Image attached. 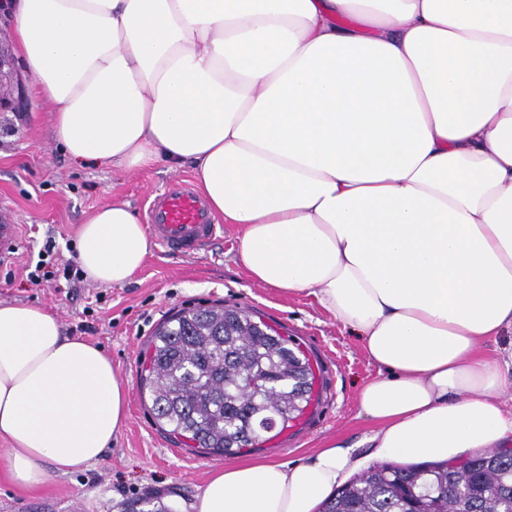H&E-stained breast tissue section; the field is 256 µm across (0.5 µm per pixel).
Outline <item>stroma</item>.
Returning a JSON list of instances; mask_svg holds the SVG:
<instances>
[{"mask_svg": "<svg viewBox=\"0 0 512 512\" xmlns=\"http://www.w3.org/2000/svg\"><path fill=\"white\" fill-rule=\"evenodd\" d=\"M22 110L0 112V211L23 224L22 247L0 264V301L51 308L66 335L103 348L129 390L128 420L102 460L67 475H54L35 490L14 486L0 469V512H124L128 502L152 495L170 512L190 504L224 457L182 445L161 430L139 391L147 346L157 328L182 310L217 304L249 309L288 336L310 359L318 378L314 410L280 437L238 453L241 461L308 459L333 439L361 444L374 427L358 412L357 394L377 375L360 340L313 298L285 296L253 283L237 261L241 229L224 225L219 238L186 257L152 248L143 268L120 287L83 277L40 287L27 279L47 238L54 255L76 258L79 228L99 208L129 204L145 218L147 201L175 179H192L190 168L165 165L122 174L73 163L53 128L49 108L35 99L24 78Z\"/></svg>", "mask_w": 512, "mask_h": 512, "instance_id": "obj_1", "label": "stroma"}]
</instances>
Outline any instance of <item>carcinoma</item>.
I'll list each match as a JSON object with an SVG mask.
<instances>
[{"label": "carcinoma", "instance_id": "obj_1", "mask_svg": "<svg viewBox=\"0 0 512 512\" xmlns=\"http://www.w3.org/2000/svg\"><path fill=\"white\" fill-rule=\"evenodd\" d=\"M141 388L158 425L194 447L233 456L302 417L313 400L309 358L248 310L181 311L150 341ZM319 512H512V452L459 464L385 463L336 489Z\"/></svg>", "mask_w": 512, "mask_h": 512}]
</instances>
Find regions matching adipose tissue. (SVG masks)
<instances>
[{
  "label": "adipose tissue",
  "instance_id": "adipose-tissue-1",
  "mask_svg": "<svg viewBox=\"0 0 512 512\" xmlns=\"http://www.w3.org/2000/svg\"><path fill=\"white\" fill-rule=\"evenodd\" d=\"M10 36L69 157L191 167L250 279L304 294L378 367L368 454L232 463L192 512H314L370 462L512 445V0H13ZM153 246L99 209L77 260L121 286ZM128 388L50 309L0 301V440L22 487L100 461Z\"/></svg>",
  "mask_w": 512,
  "mask_h": 512
}]
</instances>
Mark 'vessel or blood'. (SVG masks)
<instances>
[{
  "label": "vessel or blood",
  "instance_id": "b4317fda",
  "mask_svg": "<svg viewBox=\"0 0 512 512\" xmlns=\"http://www.w3.org/2000/svg\"><path fill=\"white\" fill-rule=\"evenodd\" d=\"M152 238L164 252L196 254L217 236V226L204 198L182 183L169 185L149 206ZM22 235L21 225L0 217V262L13 259Z\"/></svg>",
  "mask_w": 512,
  "mask_h": 512
}]
</instances>
